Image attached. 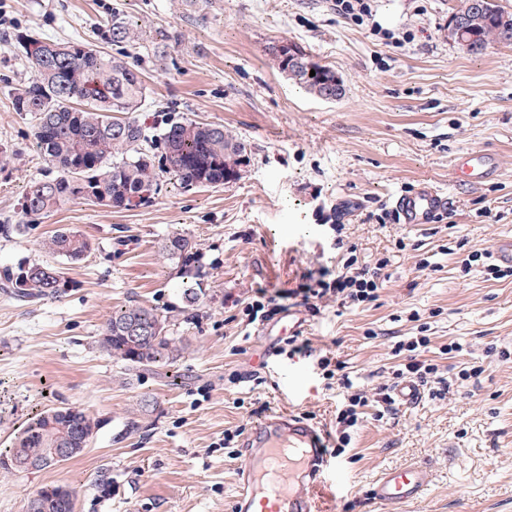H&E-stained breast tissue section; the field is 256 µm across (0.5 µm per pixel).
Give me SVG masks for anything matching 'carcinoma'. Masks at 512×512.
Wrapping results in <instances>:
<instances>
[{"label":"carcinoma","instance_id":"carcinoma-1","mask_svg":"<svg viewBox=\"0 0 512 512\" xmlns=\"http://www.w3.org/2000/svg\"><path fill=\"white\" fill-rule=\"evenodd\" d=\"M452 20L462 29L464 49L471 54L482 53L492 41L512 45V12L498 0H463ZM97 31L118 46L141 39V32L117 9L98 23ZM24 50L33 74L12 90L11 106L33 123L36 150L48 175L28 184L21 202L24 221L15 225L18 235L43 215L76 200L116 209L136 206L157 192L165 174L185 188L218 187L240 177L247 144L222 124L185 120L168 125L160 140L149 138L145 125L132 117L145 101L143 73L124 55L105 54L95 42L82 38L35 39L24 44ZM271 54L279 70L308 93L345 97L346 86L336 88L331 68L313 60L294 62L274 49ZM158 148L162 152L157 158ZM43 247L53 260L0 268L1 291L26 304L64 295L74 284L55 259L78 262L93 250V243L76 229L61 228ZM190 249V241L180 234L162 244L163 253L172 258ZM133 323L153 333L131 343L124 328ZM98 343L128 371L165 366L182 351L170 335V321L140 304L112 314ZM97 428V421L81 409L48 410L31 418L12 445L0 450V469L17 472L26 461L42 462L63 439L72 448H86ZM28 512H74L73 493L60 499L40 492L29 502Z\"/></svg>","mask_w":512,"mask_h":512}]
</instances>
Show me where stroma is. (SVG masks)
Returning <instances> with one entry per match:
<instances>
[{
	"label": "stroma",
	"mask_w": 512,
	"mask_h": 512,
	"mask_svg": "<svg viewBox=\"0 0 512 512\" xmlns=\"http://www.w3.org/2000/svg\"><path fill=\"white\" fill-rule=\"evenodd\" d=\"M459 3L375 0L372 25L359 26L327 0H0V221H20L22 195L46 168L31 122L10 104L32 74L21 38H86L115 8L145 35L128 61L143 72L147 127L221 123L250 157L221 187L186 189L167 174L140 206L80 200L25 235L0 233V267L44 259L42 241L61 227L94 246L68 265L75 286L64 296L27 307L0 295V448L55 407L98 422L81 456L0 474V512H27L49 485L73 492L74 512H228L236 460L220 442L225 430L250 428L249 409L287 408L330 428L337 390L306 358L303 395L283 398L274 380L287 359L271 354L279 324L243 326L261 288L290 293L303 336L333 346L366 392L391 380L395 342L421 335L425 359L451 383L443 400L386 414L362 407L337 459L345 480L321 491V512H371L363 494L376 475L413 463L429 476L413 512H512V277L492 279L483 261L466 260L512 234V45L474 55L449 41ZM281 41L336 71L346 96L323 100L288 81L269 54ZM483 148L500 158L498 179L454 183L455 155ZM424 181L448 193L442 221L417 231L383 220L382 204ZM176 233L192 242L190 257L162 254ZM350 257L389 258L378 300L308 312L293 295L304 273ZM424 258L438 270H419ZM134 303L168 316L187 348L128 375L98 338ZM478 365L480 378L462 379ZM256 371L263 384L250 381Z\"/></svg>",
	"instance_id": "35a3bbf8"
}]
</instances>
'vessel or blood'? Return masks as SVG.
<instances>
[{
    "label": "vessel or blood",
    "mask_w": 512,
    "mask_h": 512,
    "mask_svg": "<svg viewBox=\"0 0 512 512\" xmlns=\"http://www.w3.org/2000/svg\"><path fill=\"white\" fill-rule=\"evenodd\" d=\"M499 171V158L485 150L458 156L453 165L457 183L478 186ZM402 224L421 230L447 209L446 192L428 182L392 200ZM327 434L323 427L290 410L267 413L251 425L237 463L233 512H320L316 489L327 465ZM428 474L417 465L378 474L368 501L380 512H412L427 494Z\"/></svg>",
    "instance_id": "1"
}]
</instances>
